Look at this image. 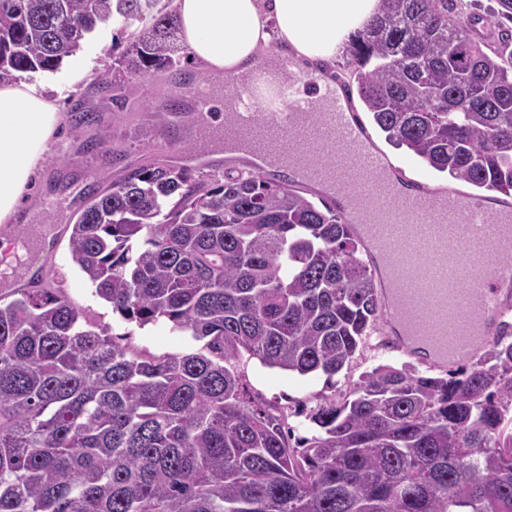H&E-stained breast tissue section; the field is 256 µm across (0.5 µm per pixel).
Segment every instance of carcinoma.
I'll return each instance as SVG.
<instances>
[{
  "label": "carcinoma",
  "instance_id": "cac0c4a2",
  "mask_svg": "<svg viewBox=\"0 0 512 512\" xmlns=\"http://www.w3.org/2000/svg\"><path fill=\"white\" fill-rule=\"evenodd\" d=\"M118 15L116 60L171 72L188 53L162 0H0V80L53 72ZM348 76L386 140L439 172L512 192V45L470 36L460 0H382ZM83 147L109 129L78 104ZM70 244L92 293L139 327L203 346L155 357L116 341L52 281L0 291V512H512V323L448 377L379 365L307 414L247 393L236 361L332 378L379 319L351 224L259 172L130 168L88 192Z\"/></svg>",
  "mask_w": 512,
  "mask_h": 512
}]
</instances>
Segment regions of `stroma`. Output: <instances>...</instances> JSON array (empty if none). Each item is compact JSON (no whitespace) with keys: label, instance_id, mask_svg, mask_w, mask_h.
Wrapping results in <instances>:
<instances>
[{"label":"stroma","instance_id":"1","mask_svg":"<svg viewBox=\"0 0 512 512\" xmlns=\"http://www.w3.org/2000/svg\"><path fill=\"white\" fill-rule=\"evenodd\" d=\"M130 35V29L118 21L100 26L84 42L75 58L64 60L58 70L23 76L29 83L46 82L60 111H68L72 105L82 102L101 112L109 123L110 140L105 147L86 152L81 148L83 138L79 130L66 121L58 127L22 206L29 214L37 242L29 249L13 251L14 274L7 285L28 288L48 271H55L64 294L90 318L109 325L122 343L153 355L187 352L195 346L188 334L170 332L162 323L140 328L113 314L108 304L92 294L71 258L66 226L80 213L89 187L110 184L129 166L179 162V153L173 148L170 136L158 135L150 139L144 136L145 130L158 122L162 105L173 92L167 74L154 73L136 81L130 89V101L123 109L113 105L109 97L97 93L94 87L96 77L111 70L114 58L126 47ZM355 113L371 145L391 159L401 178L479 195V188L452 179L428 167L407 149L388 143L365 106H357ZM381 364L406 366L426 374L431 371L429 362L398 351L389 325L381 321L364 338L351 365L333 379L322 375L293 376L263 367L245 354L238 360L237 369L253 395L267 407L285 411L294 436L308 437L312 429L305 417L306 411L323 398L341 397L362 373Z\"/></svg>","mask_w":512,"mask_h":512}]
</instances>
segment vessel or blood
Returning <instances> with one entry per match:
<instances>
[{"label":"vessel or blood","instance_id":"obj_1","mask_svg":"<svg viewBox=\"0 0 512 512\" xmlns=\"http://www.w3.org/2000/svg\"><path fill=\"white\" fill-rule=\"evenodd\" d=\"M292 67L290 58L278 55L247 81L195 85L190 121L199 139L223 128L232 151L262 154L279 169L299 168L305 181L334 184L363 215L370 249L389 264V321L438 355L471 357L512 295V267L486 264L512 255V209L395 184L389 158L368 147L345 95L330 84L299 92ZM218 96L226 107L219 126L210 115Z\"/></svg>","mask_w":512,"mask_h":512}]
</instances>
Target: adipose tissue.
<instances>
[{
  "instance_id": "obj_1",
  "label": "adipose tissue",
  "mask_w": 512,
  "mask_h": 512,
  "mask_svg": "<svg viewBox=\"0 0 512 512\" xmlns=\"http://www.w3.org/2000/svg\"><path fill=\"white\" fill-rule=\"evenodd\" d=\"M381 0H173L179 35L210 72L234 80L271 54L318 69L376 16ZM62 115L45 87L0 82V224L13 223Z\"/></svg>"
}]
</instances>
